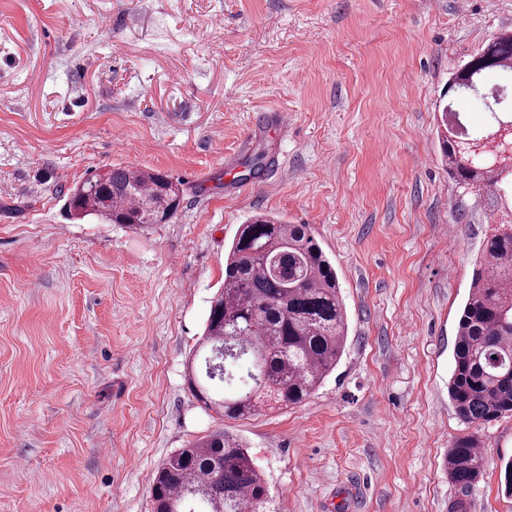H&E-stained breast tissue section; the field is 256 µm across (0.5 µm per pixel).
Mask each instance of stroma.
Here are the masks:
<instances>
[{
  "instance_id": "obj_1",
  "label": "stroma",
  "mask_w": 512,
  "mask_h": 512,
  "mask_svg": "<svg viewBox=\"0 0 512 512\" xmlns=\"http://www.w3.org/2000/svg\"><path fill=\"white\" fill-rule=\"evenodd\" d=\"M503 28L512 0H0V512H151L161 461L217 431L277 512H512V415L448 398L498 218L438 141L451 72ZM130 163L180 183L167 223L67 212ZM257 212L310 226L349 336L305 402L233 420L187 364ZM469 433L464 493L444 457ZM485 457L475 435L457 437L445 458L448 479L461 491H468L484 471Z\"/></svg>"
}]
</instances>
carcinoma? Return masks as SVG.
<instances>
[{"mask_svg":"<svg viewBox=\"0 0 512 512\" xmlns=\"http://www.w3.org/2000/svg\"><path fill=\"white\" fill-rule=\"evenodd\" d=\"M512 83V32L492 38L448 80L451 121L442 149L455 181L485 184L495 198L512 196L506 160L466 151L465 141L486 137L512 112L490 111L469 127L453 107L473 99L491 77ZM181 192L158 170L114 166L93 173L71 191L68 209L102 224L143 229L168 222ZM348 319L336 272L309 225L267 215L239 226L228 250L224 286L211 301L199 366L190 386L206 407L248 418L273 406L305 401L336 369ZM448 396L469 423L512 414V223L493 227L459 318ZM475 435L457 437L445 458L448 479L469 490L484 471ZM272 512L262 472L252 455L222 433L170 453L153 480V512Z\"/></svg>","mask_w":512,"mask_h":512,"instance_id":"carcinoma-1","label":"carcinoma"}]
</instances>
